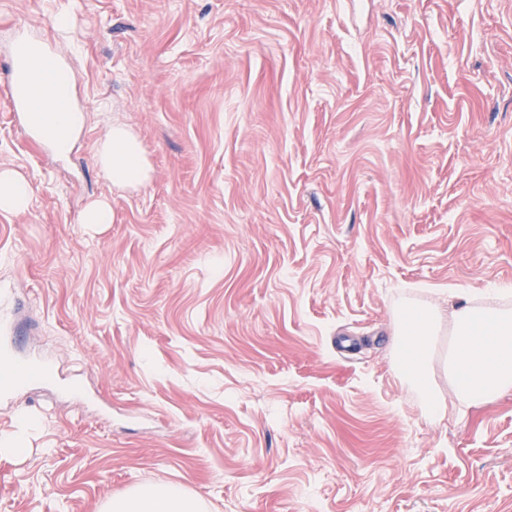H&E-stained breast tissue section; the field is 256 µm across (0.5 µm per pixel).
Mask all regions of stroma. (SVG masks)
I'll use <instances>...</instances> for the list:
<instances>
[{"label":"stroma","instance_id":"1","mask_svg":"<svg viewBox=\"0 0 512 512\" xmlns=\"http://www.w3.org/2000/svg\"><path fill=\"white\" fill-rule=\"evenodd\" d=\"M27 34L64 155L10 100ZM115 122L142 186L94 163ZM1 168L0 322L51 376L0 396V512H512V393L428 417L392 336L512 285V0H0ZM25 44L20 48V62L24 71L37 78L42 75V82L49 72L61 79L56 83L41 82L42 95L39 98L37 86L28 87L26 95L30 99L38 98L37 103H30L27 108L39 122L40 131L51 138L59 152L65 153L82 130L85 114L81 110L65 107V101L69 102L71 77L64 62L55 56L53 63L40 42L26 41ZM33 187L30 180L15 170L0 169V212L22 213L31 203ZM112 207L107 200H97L90 203L81 214V223L109 224L112 223ZM110 512H198V500L181 488L169 485H142L112 499Z\"/></svg>","mask_w":512,"mask_h":512}]
</instances>
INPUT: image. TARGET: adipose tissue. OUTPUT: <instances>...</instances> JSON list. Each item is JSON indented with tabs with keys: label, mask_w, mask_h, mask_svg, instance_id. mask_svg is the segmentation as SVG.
Wrapping results in <instances>:
<instances>
[{
	"label": "adipose tissue",
	"mask_w": 512,
	"mask_h": 512,
	"mask_svg": "<svg viewBox=\"0 0 512 512\" xmlns=\"http://www.w3.org/2000/svg\"><path fill=\"white\" fill-rule=\"evenodd\" d=\"M24 71L32 76L54 74L56 82L42 84V95L29 109L39 129L50 137L59 152H67L82 130L85 115L68 108L71 77L62 60H50L37 41L20 49ZM94 161L106 180L116 186H140L151 173L142 146L123 124L116 123L100 140ZM33 187L15 170L0 169V212L21 213L28 209ZM443 309L429 304L400 319L394 329L395 346L403 358L408 378L425 399H433L429 381V362L422 343L436 328ZM449 324L455 341L448 357V406L458 410L496 401L512 393V312L493 303L467 302L451 313ZM110 512H201L198 500L181 488L169 485H143L114 498Z\"/></svg>",
	"instance_id": "ef3b65f1"
}]
</instances>
